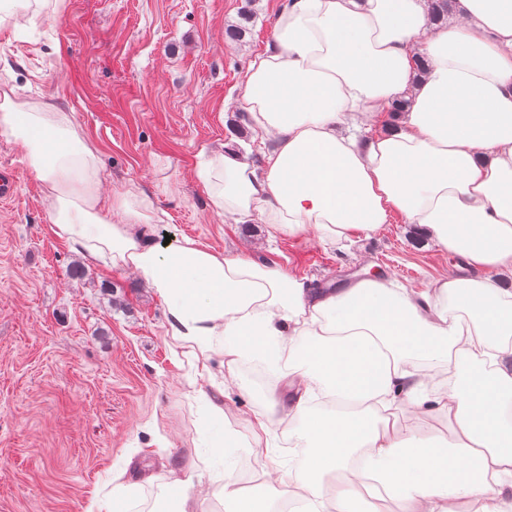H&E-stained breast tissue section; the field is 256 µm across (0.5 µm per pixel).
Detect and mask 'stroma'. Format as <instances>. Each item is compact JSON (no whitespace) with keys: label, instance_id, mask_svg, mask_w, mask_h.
<instances>
[{"label":"stroma","instance_id":"1","mask_svg":"<svg viewBox=\"0 0 512 512\" xmlns=\"http://www.w3.org/2000/svg\"><path fill=\"white\" fill-rule=\"evenodd\" d=\"M279 0H35L29 22L0 24V89L69 113L95 148L101 193L133 182L164 223L152 241L188 237L249 255L312 287L380 275L420 291L456 260L421 227L392 215L344 248L313 226L300 235L218 215L197 171L233 140L261 164L273 139L240 125L238 89L271 43ZM255 20L228 38L243 7ZM14 198L0 203V512H87L112 504V475L140 485L132 512H156L170 469L191 465L201 512H223L209 413L189 393V358L168 332L162 299L130 269L89 264L51 230L42 184L22 148L0 136ZM81 265L83 276L69 273ZM268 389L249 378L215 400L236 449L235 475L252 489L268 458L294 465L273 426L267 454L251 446V415Z\"/></svg>","mask_w":512,"mask_h":512}]
</instances>
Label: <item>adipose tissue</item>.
<instances>
[{"instance_id":"obj_1","label":"adipose tissue","mask_w":512,"mask_h":512,"mask_svg":"<svg viewBox=\"0 0 512 512\" xmlns=\"http://www.w3.org/2000/svg\"><path fill=\"white\" fill-rule=\"evenodd\" d=\"M429 27L425 0H280L270 52L240 99L273 136L261 165L233 143L199 170L213 208L295 235L342 242L392 214L424 227L456 271L421 291L384 278L329 294L241 253L191 239L159 250L150 195L99 194L97 153L65 112L0 105V135L21 144L54 232L91 261L133 270L165 302L172 336L200 365L284 363L291 394L253 412L256 446L275 424L299 464L270 463L261 488L224 471V512H512V0H453ZM396 124L372 136L392 104ZM444 417L436 442L398 426Z\"/></svg>"}]
</instances>
